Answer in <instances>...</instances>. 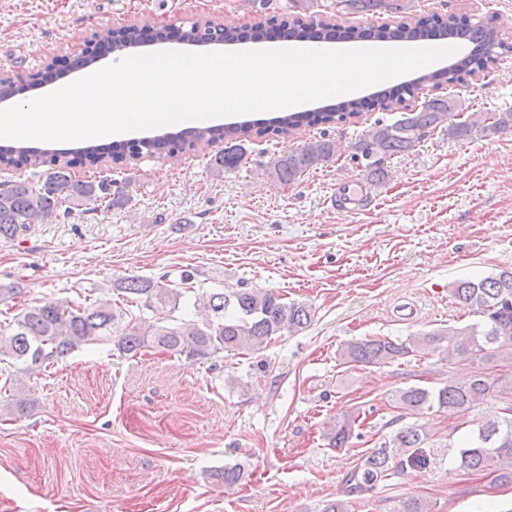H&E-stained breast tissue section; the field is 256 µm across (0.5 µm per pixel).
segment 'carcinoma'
Wrapping results in <instances>:
<instances>
[{"label":"carcinoma","mask_w":512,"mask_h":512,"mask_svg":"<svg viewBox=\"0 0 512 512\" xmlns=\"http://www.w3.org/2000/svg\"><path fill=\"white\" fill-rule=\"evenodd\" d=\"M344 9L353 15L371 20L381 15L399 20L393 27L384 24L362 29L360 27H332L320 23H306L304 0H293L298 9L290 23L282 24L287 39H389L410 40L424 36L443 38L451 35L473 44L461 64L443 72L421 75L414 84L406 85L404 92H412L424 85L433 87L446 82L462 81L487 71L495 61L493 50L503 48L500 31L494 25L470 24L464 19L449 16L420 18L411 25L404 22L409 13L408 0H340ZM184 40L191 43L234 42L239 40L235 27L205 28L196 26L184 31ZM134 30L115 37L105 36L102 42L114 53L128 50L137 41ZM363 99H348L323 112H282L275 120L274 129L286 133L304 124L328 123L336 118L353 116L364 111ZM461 101L448 97H431L418 108H408L396 121L375 122L364 131L355 144L353 158L360 162L370 181L381 186L386 181L384 160L395 154L412 151L423 136L448 122L454 112H462ZM268 129L251 123L234 126L193 127L176 134L153 138L131 139L112 144V158H135L147 152L173 155L185 145L197 141L224 143V149L211 160L213 172L221 176L237 169L244 155L245 145L255 136H263ZM336 154V144L322 136L302 147L282 154L269 167V175L287 186L305 173L328 162ZM100 147L88 145L73 152H38L25 146L0 149V160L17 168L48 166L43 182L33 185L16 181L0 188V237L14 238L27 225L44 223L57 217L62 204L68 203L85 210L123 207L131 197L122 190H112L113 180H75L69 168L76 158H97ZM192 275H181L180 286L168 285L152 279L126 278L114 285L126 303L142 306L155 315L151 323L140 321L128 332L117 337L120 351L135 356L146 348H158L174 356L198 361L218 356L224 351L252 352L267 344L275 336L288 332L295 334L311 325L315 311L305 302H286L271 289L244 288L224 293L192 294L189 283ZM454 298L476 312L480 320L465 327L448 326L404 339L390 336H363L349 341L341 350L347 364H391L422 351L440 350L448 357L490 362L499 360L512 364V270H502L477 281L462 280L453 283ZM193 296V307L211 314L199 324L182 320L176 325L167 323L168 317L179 308L180 300ZM117 309L112 300L103 299L88 290L70 299H55L27 306L15 314L0 329V387L10 393L19 409L27 399L20 397V383L13 379L12 368L20 366L26 374L53 365L60 359L112 331ZM512 393V378L490 377L476 372L465 382L452 379L439 387L409 386L395 393V407L401 410L425 413L448 412L462 418L487 397ZM363 412L355 409L338 420H333L326 433L328 446L346 448L353 439L361 437ZM430 439L424 428L407 427L391 439L394 448L420 449ZM383 444L371 452L345 478L348 496L360 495L396 468L394 456ZM459 467L474 472L494 474V480L512 484V400L503 401L494 416L468 424L467 438L458 449ZM211 478L230 489L244 478L243 468L226 465L211 474Z\"/></svg>","instance_id":"carcinoma-1"}]
</instances>
